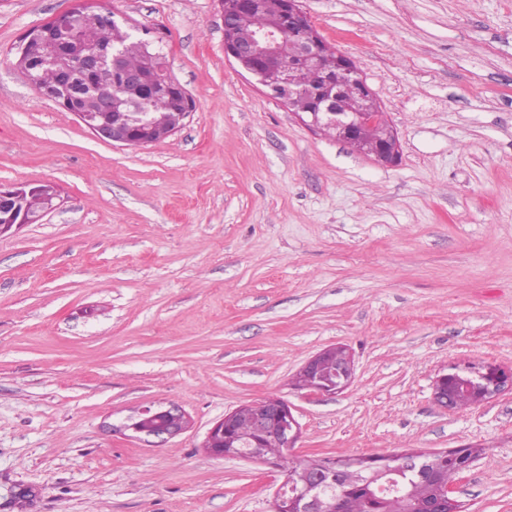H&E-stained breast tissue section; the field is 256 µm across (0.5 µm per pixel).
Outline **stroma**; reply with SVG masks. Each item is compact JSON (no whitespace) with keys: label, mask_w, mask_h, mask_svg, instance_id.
<instances>
[{"label":"stroma","mask_w":512,"mask_h":512,"mask_svg":"<svg viewBox=\"0 0 512 512\" xmlns=\"http://www.w3.org/2000/svg\"><path fill=\"white\" fill-rule=\"evenodd\" d=\"M160 30L195 110L137 149L94 136L15 66L72 0H0V183L56 209L0 235V512H271L285 475L203 446L275 395L299 455L479 444L464 512H512V391L446 410L451 366L512 369V0H301L395 128L380 165L313 132L224 55L216 0H100ZM343 345L336 394L293 377ZM190 419L129 437L141 406ZM399 152L397 134L390 126L384 134L381 145L373 149V157L370 159L383 165H392L398 160ZM334 347H328L310 358L303 368L315 376L317 385L310 389L314 394H335L343 391L352 381L355 372V363L352 354L347 353L342 357L340 364H333L331 371L327 374L321 372L322 361L328 353L334 352Z\"/></svg>","instance_id":"stroma-1"}]
</instances>
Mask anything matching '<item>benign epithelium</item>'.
<instances>
[{
  "label": "benign epithelium",
  "instance_id": "obj_1",
  "mask_svg": "<svg viewBox=\"0 0 512 512\" xmlns=\"http://www.w3.org/2000/svg\"><path fill=\"white\" fill-rule=\"evenodd\" d=\"M218 6L224 21V54L235 64L239 71L254 76L264 88L265 93L285 106L302 90L303 74L316 73L319 70L320 57L330 48L324 39L316 38V30L311 28V18L301 8L299 0H218ZM264 11L270 14L268 27L256 32L246 42H236L230 38L234 15L238 12ZM100 13L94 0H73L70 8L55 14L45 23L28 30L15 46L22 61L21 73L33 84L34 67L27 55L29 44H45L44 36L66 19L75 16L85 17ZM293 41L296 57L292 67L283 70L278 61L288 49V41ZM121 52L107 43H94L83 49L77 69H67L62 73L60 82L52 88H43L41 93L56 104L71 112L92 134L127 148L145 147L162 141L175 134L183 121L194 110V101L186 88L171 74L166 60L153 64L147 71H126L122 73V83L112 89L102 91L97 99V110L88 112L78 107L83 97L84 86L81 79L102 70H117L121 67ZM339 73L336 75L335 91L324 95L317 107L305 111H292V114L309 129L321 133L327 128L335 130V137L349 145L358 142L361 136L374 131L381 122L388 120L384 112H341L337 107L341 87L347 83H358L370 91L360 68L352 59L342 56ZM137 88L142 96L153 98L161 91L178 107L176 125L166 129H157L151 119H141L137 130H132L119 121L108 120V113L124 105L126 90ZM399 157V141L394 129L386 130L382 143L373 149L372 160L383 165L394 164ZM38 194L43 200V208L31 214L21 208L25 195ZM59 191L51 182L35 186L24 184L0 183V234L13 228L40 221L56 207ZM334 352L328 347L310 358L303 368L315 376L317 385L312 388L314 394H335L343 391L352 381L355 363L351 353L342 357L341 363L333 365L327 374L321 372L322 361L327 354ZM463 371L469 375L466 387L475 396L479 405L492 396L512 390V369L496 366L481 368H454V372ZM450 374L438 376L433 384V399L443 409H451L453 389L446 384ZM255 410L256 424L264 432L284 442L287 448L293 447L300 438L301 425L292 412L290 405L283 399L273 396L251 404ZM234 412L224 414L208 430L203 448L209 454L221 458L244 457L250 461L284 469L280 461L245 455L232 447L229 436ZM189 419L175 406H144L129 418L125 429L134 437L143 435L155 438H169L188 429ZM322 505L321 490L318 483L307 480L300 485L282 484L273 494L272 512H318Z\"/></svg>",
  "mask_w": 512,
  "mask_h": 512
}]
</instances>
